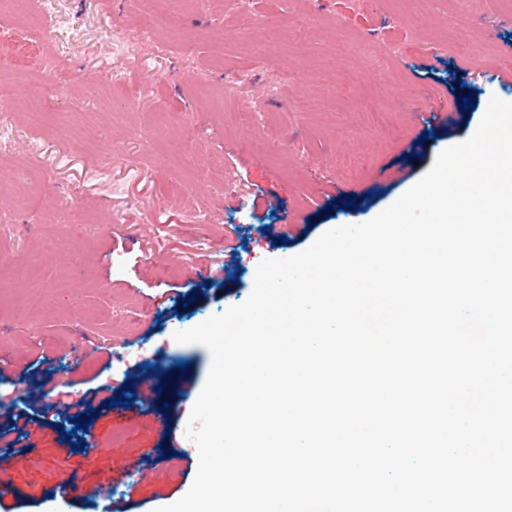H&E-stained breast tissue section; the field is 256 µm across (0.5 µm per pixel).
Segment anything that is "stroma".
<instances>
[{
	"label": "stroma",
	"instance_id": "obj_1",
	"mask_svg": "<svg viewBox=\"0 0 512 512\" xmlns=\"http://www.w3.org/2000/svg\"><path fill=\"white\" fill-rule=\"evenodd\" d=\"M32 3L0 14V78L16 89L0 127V360L46 352L30 381L55 371L77 396L135 375L169 423L160 434L149 414L98 406L81 431L45 393L0 512H155L194 480L185 430L211 365L174 333L243 303L263 259L375 217L476 131L491 97L512 102V7L184 0L172 31L164 0ZM212 244L220 283L203 280ZM165 372L175 393L159 390ZM135 467L151 480L132 484ZM66 471L87 494L60 497Z\"/></svg>",
	"mask_w": 512,
	"mask_h": 512
}]
</instances>
